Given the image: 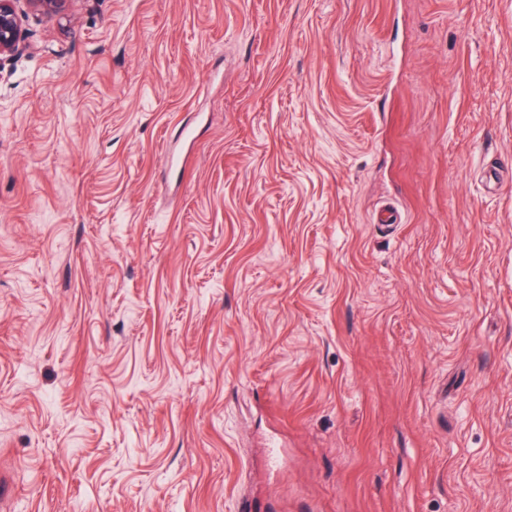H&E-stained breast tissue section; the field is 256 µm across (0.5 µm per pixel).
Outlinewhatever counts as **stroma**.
<instances>
[{"label":"stroma","instance_id":"obj_1","mask_svg":"<svg viewBox=\"0 0 512 512\" xmlns=\"http://www.w3.org/2000/svg\"><path fill=\"white\" fill-rule=\"evenodd\" d=\"M17 10L0 512H512V0Z\"/></svg>","mask_w":512,"mask_h":512}]
</instances>
